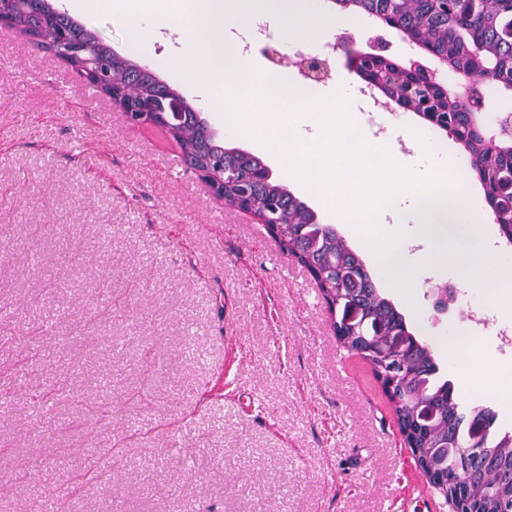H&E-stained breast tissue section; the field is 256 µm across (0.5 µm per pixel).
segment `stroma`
<instances>
[{"mask_svg": "<svg viewBox=\"0 0 512 512\" xmlns=\"http://www.w3.org/2000/svg\"><path fill=\"white\" fill-rule=\"evenodd\" d=\"M404 37L350 18L328 53V91L355 82L339 38ZM86 81L0 28V453L31 461L66 512H448L405 448L369 364L338 346L309 273L264 225L224 209L157 130L128 124ZM111 236H103V226ZM38 245L42 264L28 263ZM430 275L387 295L427 341ZM461 363L512 365L495 327ZM66 379L44 410L36 402ZM100 406L78 425L73 399ZM126 463L110 487L71 491L89 448Z\"/></svg>", "mask_w": 512, "mask_h": 512, "instance_id": "obj_1", "label": "stroma"}]
</instances>
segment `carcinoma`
<instances>
[{
  "label": "carcinoma",
  "mask_w": 512,
  "mask_h": 512,
  "mask_svg": "<svg viewBox=\"0 0 512 512\" xmlns=\"http://www.w3.org/2000/svg\"><path fill=\"white\" fill-rule=\"evenodd\" d=\"M338 2L343 9L352 7L368 15L386 7L384 0ZM13 12L17 31L25 35L37 30L39 45L48 51L67 49L73 66L106 75L113 83L111 93L123 101H161L167 93L174 92L150 69L115 53L96 31L58 11L51 0H13ZM511 13L512 0H486L468 12L450 9L446 15L432 10L427 0H402L395 20L408 41L424 42L443 56L449 72L460 79L479 81L483 66L504 75L512 72V38L504 33ZM442 106L448 113L447 132L462 147L476 177L493 184L505 176L512 169V150L497 145L491 132L475 126L470 114L455 101L447 99ZM164 133L176 142L190 167H202L213 158L225 157L227 152L224 143L193 117ZM261 165L263 161L255 157L252 163L238 166L235 180L224 187V207L232 209L248 203L257 209L279 199L278 245L308 271L322 297L336 300L354 296L386 334L406 328L404 315L379 291L362 258L333 225L319 223L314 210L286 185L272 179L266 183L253 181L251 172ZM334 332L344 348L360 354L375 374L394 383L389 400L419 462H429L432 450L443 444L481 449L482 455L498 460L497 470L482 469L469 457L450 453L448 478L465 491L478 512H512V432L497 429L493 409L462 407L453 383L440 379L432 347L420 341L383 362L369 352L370 346L382 337L365 336L349 327L336 328ZM422 397L430 402L436 418L420 428L415 413ZM113 470L112 459L104 461L99 457L92 472L97 480L108 483Z\"/></svg>",
  "instance_id": "obj_1"
}]
</instances>
